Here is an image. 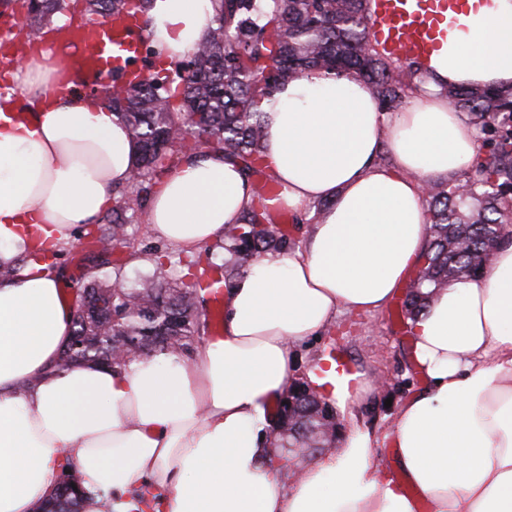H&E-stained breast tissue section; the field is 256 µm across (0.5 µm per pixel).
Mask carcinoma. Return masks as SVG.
Here are the masks:
<instances>
[{
	"label": "carcinoma",
	"mask_w": 512,
	"mask_h": 512,
	"mask_svg": "<svg viewBox=\"0 0 512 512\" xmlns=\"http://www.w3.org/2000/svg\"><path fill=\"white\" fill-rule=\"evenodd\" d=\"M65 0H35L29 15L32 35L40 33ZM215 23L206 40L191 54L195 70L161 68L138 82L112 76L107 100L126 125L140 153L130 181L112 188V210L98 218L94 241L104 266L112 270L89 277L83 284V303L73 315L75 358L59 359V366L102 362L122 368L127 360L116 351L162 354L173 345L191 350L208 328L212 315L202 292L226 289L250 258L294 248L292 239L277 227L276 214L267 205L252 209L242 222L228 228L214 247L225 250L230 262L219 267L213 281L210 269L184 280L183 259L166 254L159 274L136 285L127 282L122 266L110 264L112 248L131 244L137 233L131 219L162 177L177 166L176 133L200 139L212 151L238 165L250 180L265 172L263 100L290 79L311 69L343 72L362 81L387 112L400 110L422 77L430 72L412 61L381 53L368 37V0H214ZM150 0H85L89 15L123 12L147 18ZM268 73L262 84L257 73ZM441 95L473 118L481 140L473 170L461 180L432 182L424 197L431 239L417 280L404 302V316L412 317L425 305L428 287L471 276L485 263V253L496 246L512 226V90L499 92L477 86L444 87ZM13 260L0 261V281L21 275L28 267L47 264L62 251L30 236ZM322 396L314 393L288 420V407L278 402L275 419L284 432L278 447L326 445L317 419ZM48 512H81V493L65 485L48 503Z\"/></svg>",
	"instance_id": "carcinoma-1"
}]
</instances>
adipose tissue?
Here are the masks:
<instances>
[{"mask_svg":"<svg viewBox=\"0 0 512 512\" xmlns=\"http://www.w3.org/2000/svg\"><path fill=\"white\" fill-rule=\"evenodd\" d=\"M149 17L145 37L170 63L205 40L215 12L212 0H152ZM432 67L394 113L357 78L322 70L263 101L273 206H328L304 248L267 255L233 280L223 338L193 358L55 369L73 318L60 280L26 272L0 282V512H36L67 467L90 492L83 512H133L147 491L157 512H417L408 484L430 512H512V236L479 273L432 290L410 322L424 385L389 437L399 478L376 472L384 439L368 429L305 457L290 481L269 461L270 410L292 379L295 346L329 330L337 312L373 314L400 293L430 240L428 183L473 166L475 128L440 89L512 88V0L462 17ZM69 69L47 49L14 72L36 110L27 125L0 120V260L23 248L28 224L69 238L130 179L135 142ZM255 203L236 165L197 152L157 185L146 222L191 253ZM307 377L330 386L342 411L372 389L358 372L337 378L332 365Z\"/></svg>","mask_w":512,"mask_h":512,"instance_id":"obj_1","label":"adipose tissue"}]
</instances>
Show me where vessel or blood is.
Masks as SVG:
<instances>
[{
    "label": "vessel or blood",
    "instance_id": "1",
    "mask_svg": "<svg viewBox=\"0 0 512 512\" xmlns=\"http://www.w3.org/2000/svg\"><path fill=\"white\" fill-rule=\"evenodd\" d=\"M491 6V0H369L368 34L386 54L426 65L454 40L462 16ZM143 41L141 18L119 15L73 21L52 47L74 60L77 86L91 89L117 70L139 79L133 62Z\"/></svg>",
    "mask_w": 512,
    "mask_h": 512
}]
</instances>
